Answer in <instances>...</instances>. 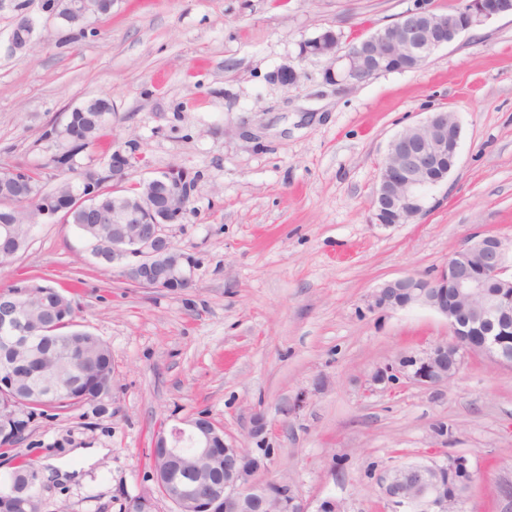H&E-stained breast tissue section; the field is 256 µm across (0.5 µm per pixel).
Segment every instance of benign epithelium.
Masks as SVG:
<instances>
[{"label":"benign epithelium","instance_id":"7a95c632","mask_svg":"<svg viewBox=\"0 0 512 512\" xmlns=\"http://www.w3.org/2000/svg\"><path fill=\"white\" fill-rule=\"evenodd\" d=\"M69 22H82L88 30L97 18L99 0H63ZM46 21L64 20L54 7H40ZM512 13V0H460L452 13H437L425 0H416L397 21L376 30L361 41L344 48L332 29L304 39L300 58H330L333 66L324 80L336 85H358L380 74L402 72L422 63L435 51L456 41L470 29L484 25L494 16ZM299 70L285 64L273 74L283 86H293ZM460 125L448 119V112H432L420 124L397 133L388 143L379 167L372 204L376 223L389 227L406 224L424 212V189L443 183L454 167L459 149ZM156 196L136 198L112 213L98 210L93 195H81L83 210L95 224H119L125 214L136 210L152 216V223L139 224L133 237L112 236V241L94 243L97 256L108 252L112 259L130 254L137 261L126 265L122 276L143 288L177 291L193 283L195 262L191 256L172 248L164 232L166 224H180L188 215L193 188L183 187L170 173L149 178ZM499 291L493 293L489 288ZM512 288V242L498 235L478 234L467 238L440 270L430 276L415 274L385 280L369 296L368 308L389 312L411 306H425L448 320L449 341L438 342L416 352H405L377 367L371 375L374 385L394 383L402 378L427 387L448 383L465 359L485 356L499 365H512V346L482 335L481 325L492 320L501 336L512 334V310L504 297ZM0 333L7 336L4 349L27 347L35 330L26 316V306L17 296L0 298ZM219 425L209 429L199 419L184 426L160 430L153 447L167 456L181 455L183 439L193 443L194 455L207 458L214 453ZM224 445V486L214 495L224 500V512H309L308 506L290 489L275 501L272 483L260 484L253 476L265 466L271 453L264 448ZM452 475L459 488L446 493L444 477ZM474 473L463 455L443 462L409 463L393 467L380 477V485L393 512H464ZM175 512H211L209 498L197 489L175 488Z\"/></svg>","mask_w":512,"mask_h":512}]
</instances>
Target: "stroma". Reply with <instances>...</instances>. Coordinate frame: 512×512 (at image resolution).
<instances>
[{"instance_id":"obj_1","label":"stroma","mask_w":512,"mask_h":512,"mask_svg":"<svg viewBox=\"0 0 512 512\" xmlns=\"http://www.w3.org/2000/svg\"><path fill=\"white\" fill-rule=\"evenodd\" d=\"M413 0H112L77 42L38 26L32 49L0 51V170L61 177L49 125L93 98L112 125L82 158L100 165L134 146L130 181L181 168L191 212L165 232L196 263L193 287L141 288L90 254L73 225H38L0 267V288L28 278L75 297L79 328L112 349L102 402L27 420L0 472L35 463L44 512H155L146 459L158 424L209 416L226 439L273 454L255 481L286 483L311 506L389 512L387 469L465 456L476 475L467 512H512V367L473 357L448 384L370 386L372 370L448 339L422 306L378 313L382 281L432 275L473 233L512 239V14L439 49L419 68L369 83H324L325 59L300 40L343 42L392 23ZM293 64L294 87L273 82ZM454 113L459 154L417 220L376 224L372 189L389 140L429 112ZM264 417L254 434L256 417ZM77 448H103L80 476Z\"/></svg>"}]
</instances>
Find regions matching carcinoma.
I'll list each match as a JSON object with an SVG mask.
<instances>
[{
    "mask_svg": "<svg viewBox=\"0 0 512 512\" xmlns=\"http://www.w3.org/2000/svg\"><path fill=\"white\" fill-rule=\"evenodd\" d=\"M112 120V104L103 98L91 99L72 111L59 128L56 142L62 152L54 156L55 167L72 174L54 188L48 189L38 173L18 169L20 187L15 199L0 201V261L13 260L28 246L33 229L43 219L46 209L62 211L61 220L86 232V216L72 206V196L92 189L97 207L112 210V201L134 198L139 184L128 187L112 180V160L94 168L78 162L98 140ZM27 279L5 288L9 296L27 288L32 319L40 333L32 348L16 353L12 387L0 390V417L21 411L32 417L48 411H65L100 401L112 392V350L98 336L77 328L76 307L71 298L53 287L31 288ZM188 454L179 477L188 481L203 473L214 477L215 464L192 456L191 442L184 443ZM38 472L30 462H21L0 475V512H24L15 503L24 500L21 489L32 496L31 512H42L43 503L37 487Z\"/></svg>",
    "mask_w": 512,
    "mask_h": 512,
    "instance_id": "cac0c4a2",
    "label": "carcinoma"
}]
</instances>
